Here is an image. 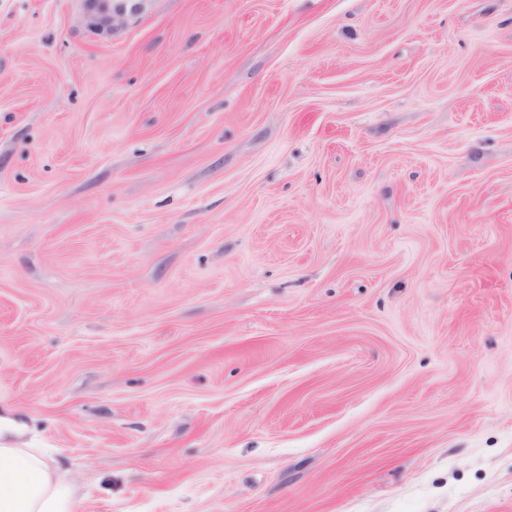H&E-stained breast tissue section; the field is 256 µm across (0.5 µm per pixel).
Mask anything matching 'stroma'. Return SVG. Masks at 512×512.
I'll return each instance as SVG.
<instances>
[{
	"instance_id": "stroma-1",
	"label": "stroma",
	"mask_w": 512,
	"mask_h": 512,
	"mask_svg": "<svg viewBox=\"0 0 512 512\" xmlns=\"http://www.w3.org/2000/svg\"><path fill=\"white\" fill-rule=\"evenodd\" d=\"M0 0V415L79 512H512V0ZM87 26L101 34L125 27L129 20L150 12L155 0H82Z\"/></svg>"
}]
</instances>
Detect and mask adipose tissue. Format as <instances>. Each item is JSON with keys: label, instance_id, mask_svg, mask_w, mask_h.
<instances>
[{"label": "adipose tissue", "instance_id": "ef3b65f1", "mask_svg": "<svg viewBox=\"0 0 512 512\" xmlns=\"http://www.w3.org/2000/svg\"><path fill=\"white\" fill-rule=\"evenodd\" d=\"M16 425L0 417V512H78L73 485L42 449L23 448Z\"/></svg>", "mask_w": 512, "mask_h": 512}]
</instances>
